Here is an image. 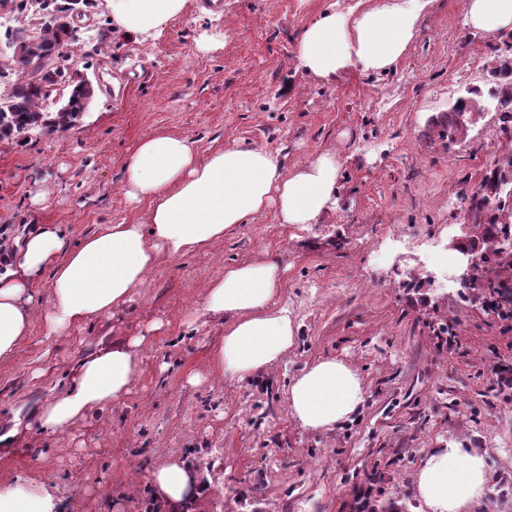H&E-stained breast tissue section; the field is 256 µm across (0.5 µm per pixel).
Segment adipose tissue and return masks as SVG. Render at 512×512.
Here are the masks:
<instances>
[{
  "mask_svg": "<svg viewBox=\"0 0 512 512\" xmlns=\"http://www.w3.org/2000/svg\"><path fill=\"white\" fill-rule=\"evenodd\" d=\"M433 0H375L345 11L328 8L301 32L298 61L313 77L350 67L367 73L393 68L407 53ZM189 0H107L115 30L128 37L159 32L182 15ZM466 23L488 40L512 31V0H463ZM340 163L325 152L284 168L257 146H233L200 155L187 137L158 130L145 137L126 164L125 193L142 204V218L101 224L76 244L68 229L46 224L18 239L0 272V364L13 362L35 316L48 333L77 331L133 301L160 261L203 251L226 231L276 208L280 223L312 224L327 210ZM285 272L278 252L225 266L208 281L204 311L224 321L214 363L239 375L269 369L294 344L297 328L274 299ZM144 338L99 349L85 358L73 383L39 409L35 423L64 432L77 421L127 396L143 358ZM358 374L343 361L322 359L288 387V410L303 427L329 430L363 401ZM488 479L483 453L452 446L431 451L416 472L429 512H471ZM162 502L189 501L199 474L172 458L150 477Z\"/></svg>",
  "mask_w": 512,
  "mask_h": 512,
  "instance_id": "obj_1",
  "label": "adipose tissue"
}]
</instances>
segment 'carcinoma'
I'll return each mask as SVG.
<instances>
[{"label": "carcinoma", "instance_id": "1", "mask_svg": "<svg viewBox=\"0 0 512 512\" xmlns=\"http://www.w3.org/2000/svg\"><path fill=\"white\" fill-rule=\"evenodd\" d=\"M38 51L46 54L53 50L60 41V29L42 27L38 31ZM512 59V33L505 35L502 44L489 47V63L494 65L490 73L505 78L497 87L494 96L501 105L497 111L498 120H512L507 110L512 102V65L506 60ZM15 79L7 92L0 94V104L7 105L9 112L0 120V143L14 141L24 132L41 130L49 127L53 130H67L78 121L76 112H54L47 110L45 102L50 95L30 79V73L24 65L12 69ZM481 92L474 87L466 94L465 106L476 116H481L490 108L480 104ZM429 130L433 136L444 143H459L457 112L450 109L440 112L430 121ZM496 172L512 173V151L502 153L494 168L486 171L470 199L475 204L468 208L471 240L479 242L493 233L507 229L512 232V203L502 202L491 194V177ZM482 272L479 277L483 288L491 298L498 302L512 297V288L502 287L501 274L512 272V247L500 249L489 254H479Z\"/></svg>", "mask_w": 512, "mask_h": 512}]
</instances>
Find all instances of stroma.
<instances>
[{
	"mask_svg": "<svg viewBox=\"0 0 512 512\" xmlns=\"http://www.w3.org/2000/svg\"><path fill=\"white\" fill-rule=\"evenodd\" d=\"M357 0H191L161 33L127 39L96 0L78 33L77 68L96 87L75 127L0 143V252L42 224H63L70 241L97 225L142 216L124 193L139 142L164 129L201 154L257 146L285 167L337 155L340 178L314 224L290 228L274 211L225 233L208 252L166 262L133 303L68 336L46 340L42 318L17 359L0 365V425L19 433L0 446V493L47 498L52 512H350L356 498L428 512L415 472L433 449L462 444L487 457L475 512H512V324L438 290L419 270L427 244L447 251L466 202L498 159L496 128L483 113L447 153L428 134L432 115L465 88L485 87L486 68L462 60L487 51L469 32L462 0H434L401 62L369 74L306 75L296 56L305 23L329 5ZM222 30L221 47L200 49ZM286 269L276 303L297 326L292 348L270 372L219 376L211 354L224 338L204 315L205 284L225 265L264 250ZM146 337L128 396L69 431L41 430L32 411L72 380L96 350ZM355 370L364 401L331 430L303 428L288 412V385L316 361ZM43 359V376L27 365ZM184 460L205 474L185 506L154 498L152 470Z\"/></svg>",
	"mask_w": 512,
	"mask_h": 512,
	"instance_id": "obj_1",
	"label": "stroma"
}]
</instances>
